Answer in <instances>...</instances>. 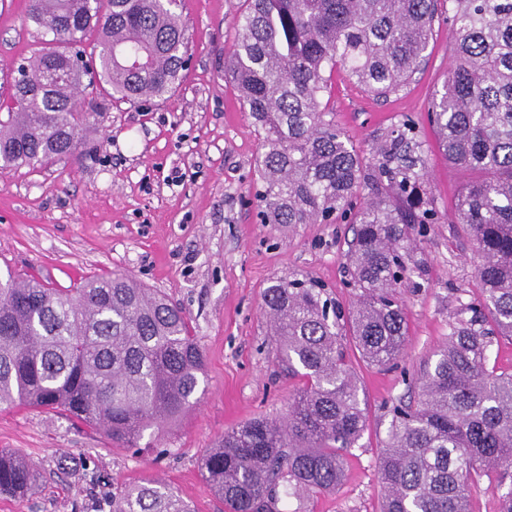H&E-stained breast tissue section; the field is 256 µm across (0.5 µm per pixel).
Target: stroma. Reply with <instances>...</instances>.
I'll return each instance as SVG.
<instances>
[{"label":"stroma","instance_id":"obj_1","mask_svg":"<svg viewBox=\"0 0 512 512\" xmlns=\"http://www.w3.org/2000/svg\"><path fill=\"white\" fill-rule=\"evenodd\" d=\"M243 0H182L190 64L171 99L141 109L112 102L83 132L77 156L0 173V278L36 273L57 288L123 273L165 294L188 316L206 355L198 404L140 451L54 412L0 405V448L36 464L42 480L25 500L0 495V512H112V496L152 477L192 512H226L198 460L225 430L284 416L301 378L285 374L261 309L276 279H315L350 300L347 224H261L251 201L259 138L235 85L224 78ZM25 20V0H0V77L42 45ZM452 64L448 13L439 9L426 57L411 83L377 97L336 69L323 102L360 148L404 117L421 134L429 186L440 213L400 290L408 342L395 367L353 356L369 427L335 492L303 512H379L377 457L393 402L409 396L423 362L447 340L461 305L480 297L472 243L455 218L465 173L448 164L429 121Z\"/></svg>","mask_w":512,"mask_h":512}]
</instances>
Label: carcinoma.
<instances>
[{"mask_svg": "<svg viewBox=\"0 0 512 512\" xmlns=\"http://www.w3.org/2000/svg\"><path fill=\"white\" fill-rule=\"evenodd\" d=\"M438 0H244L224 61L261 141L253 196L262 224L355 225L347 310L315 281L277 279L263 313L279 361L304 380L281 419L227 431L198 464L229 512H281L331 491L367 428L348 356L386 366L408 338L397 288L410 231L438 223L415 125L357 148L322 103L340 66L377 96L419 68ZM453 58L430 119L449 163L468 174L457 219L474 242L482 295L420 369L418 397L388 409L378 454L381 512H471L485 481L512 512V372L490 365L512 338V0H448ZM52 38L6 78L0 170L78 154L108 99L138 106L171 94L189 61L168 0H26ZM205 355L183 311L124 274L55 288L0 280V405L53 411L129 449L197 402ZM41 473L0 449V495L25 498ZM112 512H192L152 479L115 495Z\"/></svg>", "mask_w": 512, "mask_h": 512, "instance_id": "obj_1", "label": "carcinoma"}]
</instances>
